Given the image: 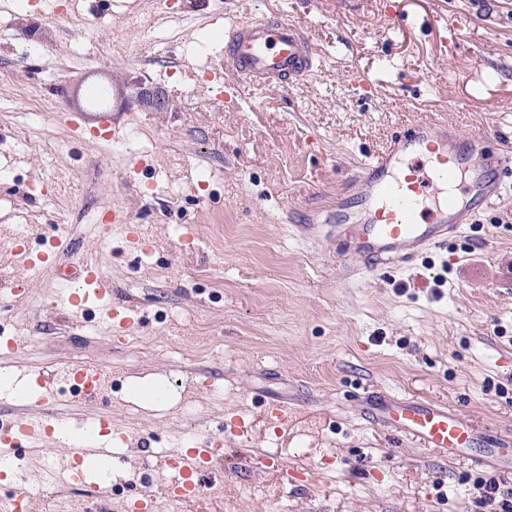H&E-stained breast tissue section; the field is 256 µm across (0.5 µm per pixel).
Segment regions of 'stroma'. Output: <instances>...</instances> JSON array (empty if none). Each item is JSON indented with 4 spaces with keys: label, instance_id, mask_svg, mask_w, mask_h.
<instances>
[{
    "label": "stroma",
    "instance_id": "stroma-1",
    "mask_svg": "<svg viewBox=\"0 0 512 512\" xmlns=\"http://www.w3.org/2000/svg\"><path fill=\"white\" fill-rule=\"evenodd\" d=\"M55 0L46 17L0 0V279L30 281L0 305V420L34 406L40 371L90 364L112 376L95 405L56 395L68 421L102 412L127 435L104 439L129 472L117 512H499L477 479L512 490V175L475 224L414 260L347 276L337 202L358 165L421 119L512 139V0ZM277 13L304 23L320 68L271 91L240 85L225 105L207 77L224 28ZM129 153L62 118L95 117L94 84ZM161 90L163 109L138 100ZM138 229L101 239L106 212ZM62 237L54 264L23 267ZM98 263L124 319L56 301L61 272ZM172 381L168 405L129 410L130 387ZM288 400L283 421L265 397ZM443 404L476 428L441 456L373 423L365 396ZM211 441L219 487L170 507L158 468L179 439ZM37 512H56L47 460L22 449Z\"/></svg>",
    "mask_w": 512,
    "mask_h": 512
}]
</instances>
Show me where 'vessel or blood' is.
Returning a JSON list of instances; mask_svg holds the SVG:
<instances>
[{
  "mask_svg": "<svg viewBox=\"0 0 512 512\" xmlns=\"http://www.w3.org/2000/svg\"><path fill=\"white\" fill-rule=\"evenodd\" d=\"M320 65L307 28L275 15L232 23L224 32V61L212 74L220 83L230 72L253 88L268 90L303 80ZM489 139L485 130L452 133L443 124L419 120L395 132L383 152L360 164L340 202L347 230L339 241L354 267L409 262L420 250L441 245L448 235L473 223L478 209L493 206L500 195L501 176L512 173V143L505 141L491 150ZM467 164L476 173L475 202L470 206L459 204L453 193ZM65 301L81 308H108L112 281L100 267L83 266L77 281H66ZM71 374L86 400L100 395L103 378L98 369L80 365ZM40 404L37 415L23 414L0 423V450L13 452L45 443L66 427L50 395H43ZM368 405L376 423L443 455L475 439L474 427L443 405L374 393L369 394ZM213 454L209 442L199 440L176 456L182 475L174 489L177 496L192 498L200 493ZM98 455L92 433L66 447L69 476L83 485L92 501L100 500L101 493L86 482L85 470ZM0 512H35L34 499L25 490L13 489L7 500L0 501Z\"/></svg>",
  "mask_w": 512,
  "mask_h": 512,
  "instance_id": "obj_1",
  "label": "vessel or blood"
}]
</instances>
